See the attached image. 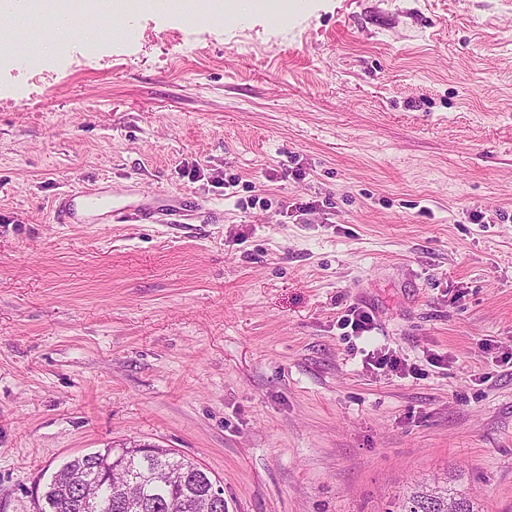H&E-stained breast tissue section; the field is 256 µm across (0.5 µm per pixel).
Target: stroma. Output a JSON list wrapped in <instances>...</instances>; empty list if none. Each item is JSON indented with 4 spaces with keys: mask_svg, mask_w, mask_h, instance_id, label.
Wrapping results in <instances>:
<instances>
[{
    "mask_svg": "<svg viewBox=\"0 0 512 512\" xmlns=\"http://www.w3.org/2000/svg\"><path fill=\"white\" fill-rule=\"evenodd\" d=\"M125 24L47 54L0 21V512L123 443L228 512H390L449 472L512 512V0ZM131 185L220 218L53 217Z\"/></svg>",
    "mask_w": 512,
    "mask_h": 512,
    "instance_id": "stroma-1",
    "label": "stroma"
}]
</instances>
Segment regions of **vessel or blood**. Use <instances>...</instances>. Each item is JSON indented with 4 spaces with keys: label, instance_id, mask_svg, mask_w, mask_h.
Masks as SVG:
<instances>
[{
    "label": "vessel or blood",
    "instance_id": "vessel-or-blood-1",
    "mask_svg": "<svg viewBox=\"0 0 512 512\" xmlns=\"http://www.w3.org/2000/svg\"><path fill=\"white\" fill-rule=\"evenodd\" d=\"M56 223L82 224L88 218L106 220L129 217L141 224H173L185 213L193 212L214 218L213 209L199 200L189 201L166 194L143 195L124 204H115L105 192L84 188L66 191L53 204Z\"/></svg>",
    "mask_w": 512,
    "mask_h": 512
}]
</instances>
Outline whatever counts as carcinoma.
Returning a JSON list of instances; mask_svg holds the SVG:
<instances>
[{
	"instance_id": "1",
	"label": "carcinoma",
	"mask_w": 512,
	"mask_h": 512,
	"mask_svg": "<svg viewBox=\"0 0 512 512\" xmlns=\"http://www.w3.org/2000/svg\"><path fill=\"white\" fill-rule=\"evenodd\" d=\"M214 486L207 470L169 449L109 447L63 463L44 498L51 512H90L87 492L97 496V512H213L207 497ZM395 512L478 510L448 479L405 494Z\"/></svg>"
}]
</instances>
